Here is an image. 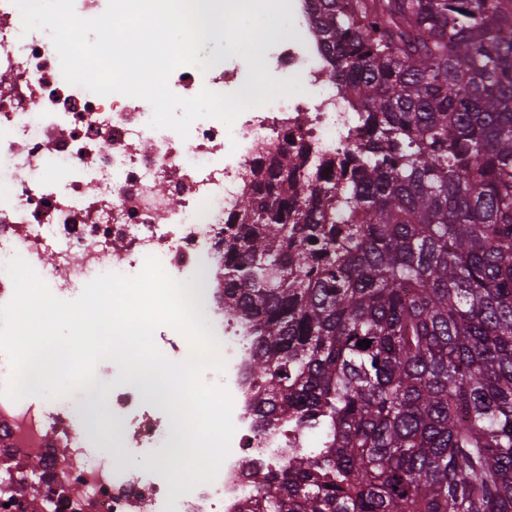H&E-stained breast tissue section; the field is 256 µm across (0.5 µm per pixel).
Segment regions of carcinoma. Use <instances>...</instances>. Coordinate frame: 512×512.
Wrapping results in <instances>:
<instances>
[{
  "label": "carcinoma",
  "mask_w": 512,
  "mask_h": 512,
  "mask_svg": "<svg viewBox=\"0 0 512 512\" xmlns=\"http://www.w3.org/2000/svg\"><path fill=\"white\" fill-rule=\"evenodd\" d=\"M312 27L367 136L310 174L276 149L224 230L260 425L321 438L248 512H512V0Z\"/></svg>",
  "instance_id": "obj_1"
}]
</instances>
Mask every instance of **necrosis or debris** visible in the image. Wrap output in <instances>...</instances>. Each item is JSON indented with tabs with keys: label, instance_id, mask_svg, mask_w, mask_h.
Returning a JSON list of instances; mask_svg holds the SVG:
<instances>
[{
	"label": "necrosis or debris",
	"instance_id": "obj_1",
	"mask_svg": "<svg viewBox=\"0 0 512 512\" xmlns=\"http://www.w3.org/2000/svg\"><path fill=\"white\" fill-rule=\"evenodd\" d=\"M288 39H263L258 52L293 95L245 110L233 126L195 121L188 138L149 125L151 105L101 96L65 81L47 32L22 30L19 8L0 0V262L20 256L70 300L101 274L139 273L146 256L187 281L205 324L221 342L223 372L204 380L225 387L236 426L213 482L190 491L155 467L182 435L143 385L120 380L101 362L89 387L36 405L0 396V512H242L257 489L253 471L283 468L286 451L313 437L286 426L261 432L252 408L249 324L224 315V226L250 172L288 145L310 159L334 158L361 140L339 81L314 39L307 0H286ZM249 67L233 56L208 71L175 69L170 90L252 93ZM116 430L126 456L98 438ZM81 466H73V459Z\"/></svg>",
	"mask_w": 512,
	"mask_h": 512
}]
</instances>
